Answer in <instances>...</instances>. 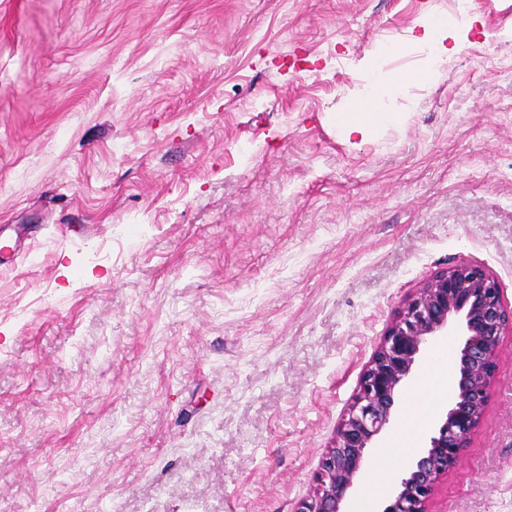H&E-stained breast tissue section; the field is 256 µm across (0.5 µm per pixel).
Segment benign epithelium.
Here are the masks:
<instances>
[{
  "label": "benign epithelium",
  "instance_id": "1",
  "mask_svg": "<svg viewBox=\"0 0 512 512\" xmlns=\"http://www.w3.org/2000/svg\"><path fill=\"white\" fill-rule=\"evenodd\" d=\"M453 316L462 318L466 339L449 408L428 445L415 449L404 462L403 475L383 510L427 512L435 484L455 466L482 418L501 337L512 330V308L503 304L497 279L467 263L438 270L399 307L362 371L334 444L322 457L316 487L297 512H341L362 469L365 449L390 424L396 399L423 346L448 331Z\"/></svg>",
  "mask_w": 512,
  "mask_h": 512
}]
</instances>
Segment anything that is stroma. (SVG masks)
I'll return each instance as SVG.
<instances>
[{"mask_svg": "<svg viewBox=\"0 0 512 512\" xmlns=\"http://www.w3.org/2000/svg\"><path fill=\"white\" fill-rule=\"evenodd\" d=\"M450 7L0 0V512H296L406 296L464 262L512 307V0L415 81ZM427 510L512 512L511 331ZM421 28V33L419 35L417 34L414 38L427 47H433L442 62L448 59V54L457 51L458 47L456 45L449 47L446 42V39H448L447 18H431L425 25H422ZM395 112H385L381 107V93L376 89L371 95L360 99L351 112L338 117V126L343 135L350 140L363 141L378 126L396 120Z\"/></svg>", "mask_w": 512, "mask_h": 512, "instance_id": "obj_1", "label": "stroma"}]
</instances>
